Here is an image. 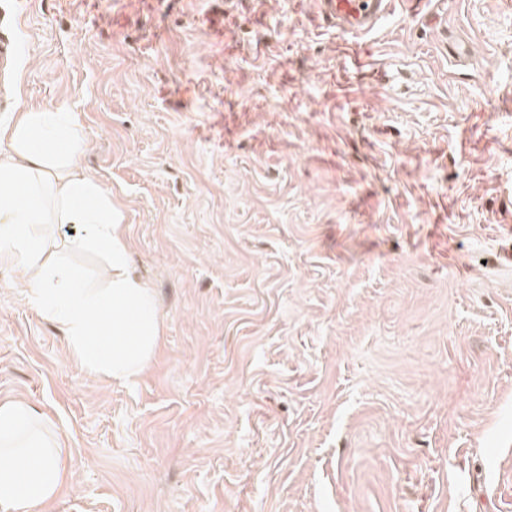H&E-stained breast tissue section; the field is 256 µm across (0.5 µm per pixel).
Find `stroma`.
I'll list each match as a JSON object with an SVG mask.
<instances>
[{
    "instance_id": "obj_1",
    "label": "stroma",
    "mask_w": 512,
    "mask_h": 512,
    "mask_svg": "<svg viewBox=\"0 0 512 512\" xmlns=\"http://www.w3.org/2000/svg\"><path fill=\"white\" fill-rule=\"evenodd\" d=\"M16 104L77 112L163 331L85 372L0 270V402L72 451L47 512H503L512 0H0ZM424 0H322L336 27L352 38L374 32L395 10L396 3Z\"/></svg>"
}]
</instances>
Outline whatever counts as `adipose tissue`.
<instances>
[{
	"instance_id": "ef3b65f1",
	"label": "adipose tissue",
	"mask_w": 512,
	"mask_h": 512,
	"mask_svg": "<svg viewBox=\"0 0 512 512\" xmlns=\"http://www.w3.org/2000/svg\"><path fill=\"white\" fill-rule=\"evenodd\" d=\"M0 267L20 271L29 300L60 326L71 356L87 372L118 382L152 361L161 322L151 288L128 269L121 210L82 164L86 148L76 113L19 109L0 121ZM76 224L72 249L107 260V285L87 287L82 272L51 258L55 225ZM71 455L35 411L0 403V512H46L67 483Z\"/></svg>"
}]
</instances>
